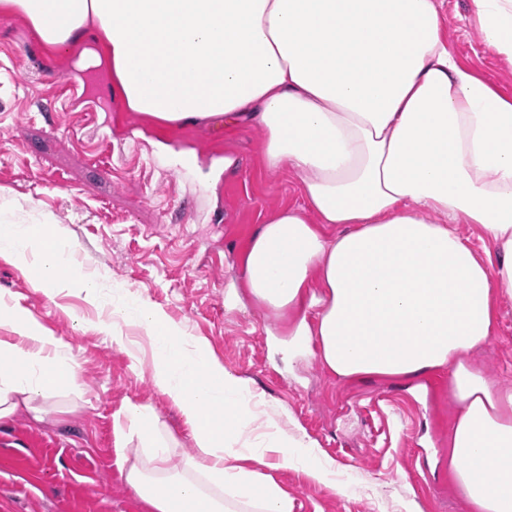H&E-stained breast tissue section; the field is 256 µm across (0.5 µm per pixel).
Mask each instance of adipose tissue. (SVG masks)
<instances>
[{
  "instance_id": "adipose-tissue-1",
  "label": "adipose tissue",
  "mask_w": 512,
  "mask_h": 512,
  "mask_svg": "<svg viewBox=\"0 0 512 512\" xmlns=\"http://www.w3.org/2000/svg\"><path fill=\"white\" fill-rule=\"evenodd\" d=\"M474 5L483 44L512 63V0ZM0 17L105 64L126 110L155 124L262 128L267 169L296 174L304 203L252 235L248 295L289 311V334L316 344L337 378L447 371L458 405L448 473L469 512H512V386L467 360L496 333V297H512V96L453 54L437 0H0ZM461 222L480 227L494 260L477 256ZM0 254L47 298L98 301L95 279L66 268L44 230L1 225ZM129 326L145 332L151 384L195 448L172 467L180 442L153 406L122 409L135 441L123 475L148 512H294L269 467L301 462L329 479L314 441L257 420L258 395L206 339L138 297L97 324L121 347ZM2 329L0 422L75 411L62 338L0 300Z\"/></svg>"
}]
</instances>
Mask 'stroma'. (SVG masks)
I'll list each match as a JSON object with an SVG mask.
<instances>
[{"label": "stroma", "mask_w": 512, "mask_h": 512, "mask_svg": "<svg viewBox=\"0 0 512 512\" xmlns=\"http://www.w3.org/2000/svg\"><path fill=\"white\" fill-rule=\"evenodd\" d=\"M437 4L455 56L512 96V64L481 41L473 0ZM262 148L249 126L152 131L22 20L0 17V195L9 203L0 223L54 225L99 287L119 284L162 307L278 411L282 429L316 441L336 470L330 481H311L299 464L272 472L295 512H468L448 480L447 373L423 383L337 380L289 348L287 314L243 288L241 256L258 224L302 203L298 177L270 172ZM228 153L239 163L230 175ZM0 298L68 344L85 393L62 422L19 413L0 426V512H143L121 473L115 413L150 403L180 440L177 457L193 448L177 410L133 362L150 356L142 331L126 328L128 347L112 343L95 328L108 302L48 300L4 255ZM470 359L512 385V298H499L496 337Z\"/></svg>", "instance_id": "1"}]
</instances>
